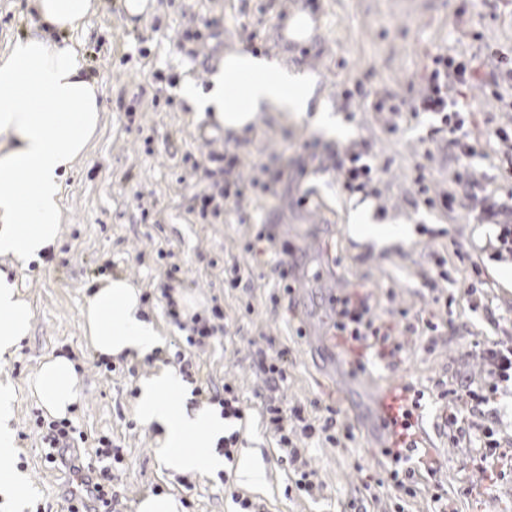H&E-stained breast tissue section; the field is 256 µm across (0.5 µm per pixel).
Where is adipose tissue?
Returning a JSON list of instances; mask_svg holds the SVG:
<instances>
[{"instance_id":"ef3b65f1","label":"adipose tissue","mask_w":512,"mask_h":512,"mask_svg":"<svg viewBox=\"0 0 512 512\" xmlns=\"http://www.w3.org/2000/svg\"><path fill=\"white\" fill-rule=\"evenodd\" d=\"M97 0H31L39 27L0 54V359L13 357L28 336L32 304L17 273L43 262L55 249L64 219L63 180L87 155L103 104L85 57L63 36L95 9ZM203 92L191 80L177 90L195 121L243 134L264 114L307 121L310 129L340 135L326 106L311 109L316 77L277 59L244 50L225 52ZM140 290L126 277L98 281L82 310L91 351L107 359H154L137 382L134 415L155 430V454L168 471L190 478L224 467L218 450L228 423L219 405L195 401L193 386L163 360L167 338L147 318ZM32 388L55 418L69 416L80 398L74 361L41 364ZM17 396L13 380L0 379V512H23L32 494L28 475L15 468Z\"/></svg>"}]
</instances>
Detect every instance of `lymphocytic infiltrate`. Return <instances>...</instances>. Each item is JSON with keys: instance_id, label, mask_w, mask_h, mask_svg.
<instances>
[{"instance_id": "f902f5d3", "label": "lymphocytic infiltrate", "mask_w": 512, "mask_h": 512, "mask_svg": "<svg viewBox=\"0 0 512 512\" xmlns=\"http://www.w3.org/2000/svg\"><path fill=\"white\" fill-rule=\"evenodd\" d=\"M502 76L512 77V49H488L484 58L437 55L432 60V68L426 74L425 86L420 96L413 102L399 101L392 105V112L404 110L413 113H426L439 119L440 128L448 135V145L459 157L469 158L476 153L477 141L470 129L469 106L464 92L475 83L487 88H497ZM332 328L337 337L345 342L356 344L372 351L381 359H394L402 351L393 337L389 325L377 322L368 295L347 293L337 296L336 312ZM481 354L485 360L486 388L484 393H476L469 387L439 390V398L447 400L450 406L448 424L459 429L460 402L488 404L495 398L499 389L512 384V349L498 345L484 347ZM258 369L264 375L268 392L262 401V413L269 429L285 453L284 461L291 466L295 475V488L306 495H314L316 484L312 474L305 469L301 440L314 437L340 446L343 440L351 438L348 426L338 424L336 409H329L323 422L307 418L301 408H287L277 390L280 383L288 379V360L285 351H277L273 356L261 357ZM41 441L46 449L48 463L68 464V454L78 443L77 430L66 420L52 421L40 427Z\"/></svg>"}]
</instances>
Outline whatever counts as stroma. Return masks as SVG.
<instances>
[{"mask_svg":"<svg viewBox=\"0 0 512 512\" xmlns=\"http://www.w3.org/2000/svg\"><path fill=\"white\" fill-rule=\"evenodd\" d=\"M153 9L127 17L120 0H101L99 11L69 33L82 48L104 106L102 125L87 158L67 177L65 220L59 246L44 262L21 274L19 285L33 306L32 329L17 354L0 360V376L15 382L18 396L16 465L37 489L27 512H67L68 469L49 464L34 425L37 399L29 380L50 355L76 360L81 402L71 423L84 440L76 450L83 464L103 468L95 454L100 437L119 445L123 461L111 471L119 512H136L141 495L169 493L183 512H237L234 495L250 498L261 512H512V460L485 457L479 437L512 442V393L492 408L468 414L462 435L448 436L439 388L482 386L479 347L512 345V258L492 256L496 224L479 222L482 202L495 204L499 222L512 223V181L501 162L512 140L494 130H512V81L497 94L475 85L466 92L473 134L481 153L458 159L441 139H431L423 118L377 111L393 95L417 97L425 68L439 54L479 55L486 47L512 46V0H149ZM308 12L315 34L308 44L283 48L282 30L294 11ZM36 16L29 0H0V53L29 31ZM201 40H194V33ZM284 56L288 67L318 77L316 101L324 102L348 129L344 138L313 133L307 123L263 115L245 135L208 129L190 118L181 99L153 104L159 80L191 79L208 88V77L225 51ZM398 132H388V120ZM222 142L239 156L242 194L222 202L219 216L200 217L205 140ZM356 153L380 167L363 192L345 191L336 174L337 155ZM467 169L473 183L452 187L454 171ZM425 175L433 192L452 190L453 205L428 208L415 180ZM369 202L377 221L402 226L384 245L347 232L351 210ZM270 236L268 263L284 252L296 257L290 279L295 296L272 304L275 281L259 277L245 242ZM239 263L245 285H224V267ZM178 273H170L171 265ZM447 278H440V271ZM121 274L146 294L148 314L168 337L169 363L177 364L204 400L224 396L225 383L239 390L243 409L235 456L251 454L265 473L255 487L230 479H191L161 467L153 435L133 414L136 382L149 363L95 357L86 347L81 309L94 281ZM360 291L370 297L378 321L400 328V358L373 354L337 359L328 368L313 336L330 331L329 293ZM183 298L178 318L168 298ZM224 312L225 331L192 346L193 316L212 320ZM439 329L427 335L422 321ZM288 352V379L280 387L287 406L325 417L339 411L353 437L340 447L319 439L306 443L316 473L311 497L286 493L294 473L282 465L281 448L265 428L259 393L260 352ZM184 360H177V353ZM377 385L422 393L420 429L426 461L406 494L389 479L380 453L373 408ZM381 479L365 490L361 473Z\"/></svg>","mask_w":512,"mask_h":512,"instance_id":"obj_1","label":"stroma"}]
</instances>
